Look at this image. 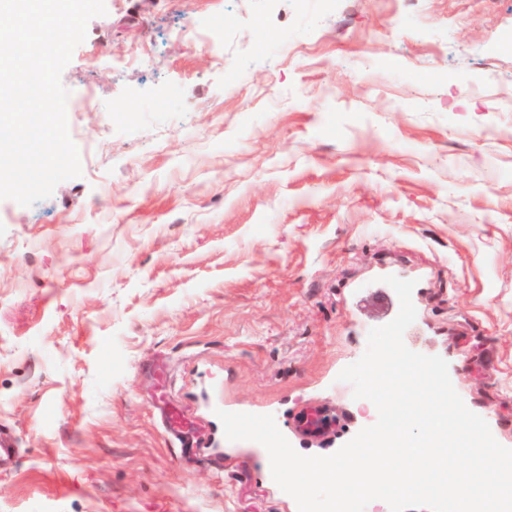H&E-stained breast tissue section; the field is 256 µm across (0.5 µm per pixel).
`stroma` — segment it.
Returning <instances> with one entry per match:
<instances>
[{
	"label": "stroma",
	"mask_w": 512,
	"mask_h": 512,
	"mask_svg": "<svg viewBox=\"0 0 512 512\" xmlns=\"http://www.w3.org/2000/svg\"><path fill=\"white\" fill-rule=\"evenodd\" d=\"M105 6L61 75L81 176L0 199V512H298L217 413L305 456L373 425L337 376L390 276L512 448V0Z\"/></svg>",
	"instance_id": "stroma-1"
}]
</instances>
